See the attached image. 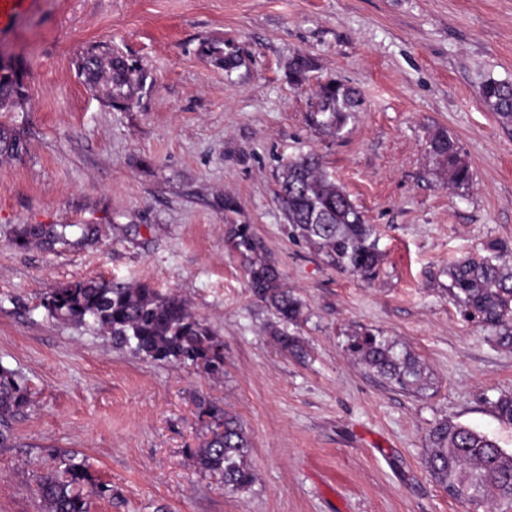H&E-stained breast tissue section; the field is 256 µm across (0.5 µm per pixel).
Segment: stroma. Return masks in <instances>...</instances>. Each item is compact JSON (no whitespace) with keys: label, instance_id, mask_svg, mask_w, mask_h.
<instances>
[{"label":"stroma","instance_id":"stroma-1","mask_svg":"<svg viewBox=\"0 0 512 512\" xmlns=\"http://www.w3.org/2000/svg\"><path fill=\"white\" fill-rule=\"evenodd\" d=\"M95 42L146 72L132 108L104 106L78 78ZM0 62L26 94L0 126L28 146L0 156V364L32 392L0 447V512H43L36 480L62 451L112 487L89 512H468L424 459L446 419L512 452L494 408L512 396V347L448 293L454 261L512 241V124L478 97L486 78L512 82V0H40L0 39ZM336 80L361 93L337 136L312 122L319 86ZM439 131L470 167L464 188H446L428 153ZM306 153L373 226L374 279L293 237L279 180ZM20 224L95 233L19 247ZM244 225L248 251L232 240ZM259 260L301 299L298 323L280 325L250 288ZM80 278L183 298L223 342V378L48 316L45 296ZM281 327L298 352L275 342ZM364 332L411 352L422 389L355 358ZM208 402L251 439L249 491L193 456Z\"/></svg>","mask_w":512,"mask_h":512}]
</instances>
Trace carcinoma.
Wrapping results in <instances>:
<instances>
[{"mask_svg":"<svg viewBox=\"0 0 512 512\" xmlns=\"http://www.w3.org/2000/svg\"><path fill=\"white\" fill-rule=\"evenodd\" d=\"M77 74L91 90H104V104L129 109L142 89L145 75L131 68L112 47L92 44L79 55ZM481 102L504 123H512V83L488 78L478 89ZM23 99L21 82L0 78V112H13ZM358 93L339 82H329L317 92L316 125L340 133L358 111ZM430 155L443 171L445 185L460 188L471 175L457 141L446 133L430 141ZM27 151L16 131L0 127V155L20 159ZM279 198L293 232L314 249L329 266L364 280L374 278L381 255L374 229L364 222L349 194L311 156L288 162L280 177ZM94 234L82 224H21L14 243L31 242L53 247L79 243ZM448 291L453 300L482 325L496 333L499 344L512 347V245L487 241L482 253L449 267ZM250 287L278 319L296 323L303 303L282 287L278 270L254 262ZM49 316L91 327L110 337L112 345L146 359L201 366L214 378L224 375V344L175 294H163L145 283L79 279L55 289L44 298ZM353 352L386 384L415 392L423 385V370L408 351L366 336ZM30 404L27 385L13 370L0 365V447L10 446V422ZM203 413L213 428L211 437L193 453L199 467L224 478V487L246 491L254 475L247 465L252 443L241 423L209 404ZM54 470L42 475L38 493L44 512H88L89 497H104L110 487L96 479L86 460L67 451L57 455ZM426 468L448 497L470 512H512V453L469 426L450 420L429 434Z\"/></svg>","mask_w":512,"mask_h":512,"instance_id":"1","label":"carcinoma"}]
</instances>
